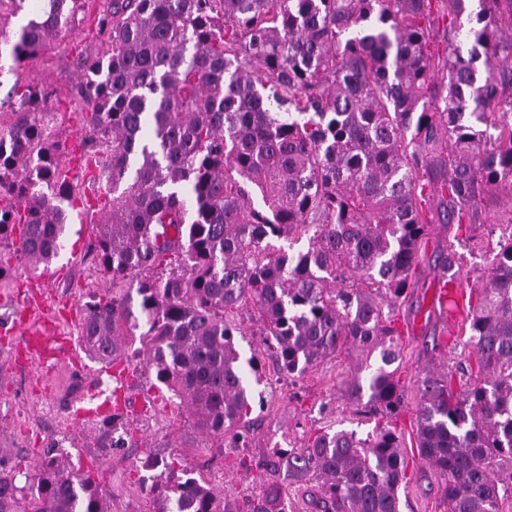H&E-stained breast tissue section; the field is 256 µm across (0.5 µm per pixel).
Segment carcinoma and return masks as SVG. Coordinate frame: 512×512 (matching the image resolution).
Here are the masks:
<instances>
[{
    "mask_svg": "<svg viewBox=\"0 0 512 512\" xmlns=\"http://www.w3.org/2000/svg\"><path fill=\"white\" fill-rule=\"evenodd\" d=\"M89 0H45L11 46L36 59ZM467 15L468 56L429 53L430 0H104L108 45L77 89L80 159L97 170L89 248L112 288L85 304L82 346L99 363L134 350L203 435L246 448L253 391L234 338L256 325L295 378L357 352L346 394L386 418L362 439L323 431L256 463L264 493L231 508L206 480L152 472L156 512H288L279 480L309 472V512H401L406 463L391 426L403 404L397 303L415 287L421 243L485 190L512 192V72L496 60L512 13L499 0H444ZM0 120V246L38 268L57 257L76 189L74 148L48 92L15 80ZM497 135L489 133V129ZM448 166V206L425 208L420 173ZM306 240V250L281 246ZM441 273L460 275L453 242ZM472 383L428 369L416 448L444 477V512H512V225L466 312ZM140 348L133 349L135 342ZM0 449V512H111L90 473L55 445L19 495Z\"/></svg>",
    "mask_w": 512,
    "mask_h": 512,
    "instance_id": "1",
    "label": "carcinoma"
}]
</instances>
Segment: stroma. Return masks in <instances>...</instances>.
Here are the masks:
<instances>
[{"label":"stroma","mask_w":512,"mask_h":512,"mask_svg":"<svg viewBox=\"0 0 512 512\" xmlns=\"http://www.w3.org/2000/svg\"><path fill=\"white\" fill-rule=\"evenodd\" d=\"M466 17L448 13L443 0H433L430 8L429 50L437 57L448 49L449 32L467 26ZM460 51H468L464 37L456 39ZM107 46L83 19H76L70 29L50 41L40 55L20 75L9 71L8 53L0 54V100L14 80L46 86L52 93L48 108L54 114L56 135L78 143L81 120L73 112V95L80 80L79 60L86 55L106 54ZM475 216L480 234L512 223V193H481L475 202ZM469 224L450 229L435 225L421 252L416 277L418 284L409 289L399 303L402 331L403 364L400 381L404 404L393 425L401 438L408 463L407 481L398 490L402 512H443L442 480L436 470L421 459L416 448V415L419 381L422 371L435 358L436 342L449 347L447 363L461 367L469 355L457 333L448 329L441 306L435 299L439 277L433 268L438 250L454 245L462 257V283L480 287L481 275L489 258L488 249H472ZM92 227L73 222L67 225L58 264L67 268L63 278L44 284L45 311L59 315V332L74 350L82 348L81 318L77 308L109 282L99 271L87 250ZM0 266L11 275L0 286V448L9 451L17 465L18 486L30 488L33 465L44 448L62 442L73 464L89 471L112 505V512H154L156 502L149 482L143 481L141 463L147 457H172L175 475H191L208 480L221 489L229 500L262 492L265 478L258 470L246 469V462L269 452L273 444L284 450H298L310 436L323 431H355L358 436L374 428L377 418L350 403L343 382L355 360L354 353L341 351L309 368L295 380L284 377L261 337L244 334L235 343L242 358L254 359L262 376L263 400L254 402L249 426L254 431L252 447L220 448L215 441L200 434L188 411L159 390L153 372L144 366L129 368L127 408L119 415L116 430L104 428L103 417L81 413L94 390L111 392L113 379L104 364L82 356L79 362L64 357L42 362L18 357L6 335L15 312L22 305V286L29 278L13 249L0 247ZM159 390V404L148 412L136 407L138 393ZM122 435L121 447H112L113 435Z\"/></svg>","instance_id":"obj_1"}]
</instances>
